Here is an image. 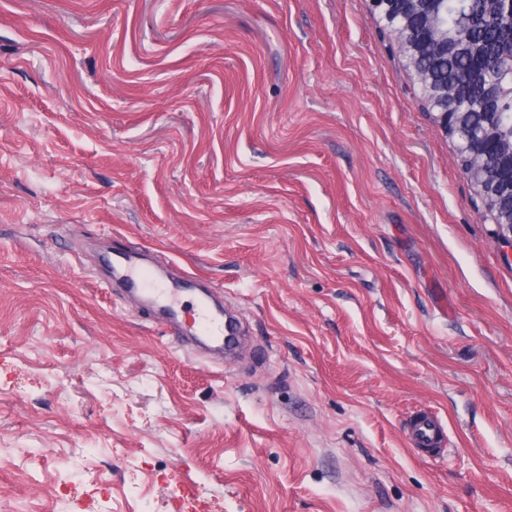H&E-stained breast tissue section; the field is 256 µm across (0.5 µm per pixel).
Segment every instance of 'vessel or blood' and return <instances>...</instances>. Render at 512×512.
Listing matches in <instances>:
<instances>
[{
  "mask_svg": "<svg viewBox=\"0 0 512 512\" xmlns=\"http://www.w3.org/2000/svg\"><path fill=\"white\" fill-rule=\"evenodd\" d=\"M113 282L126 291H145L152 301L162 303L167 315L164 322L166 335L180 343H195L209 351L224 353L227 363H234L236 354L244 342L240 334H228L229 323L220 307L206 301L196 304L191 319H184L179 295L181 280H174L168 287L154 285L150 271L125 252L112 255ZM406 434L412 449L444 446L450 438L442 419L434 411L419 413L409 420Z\"/></svg>",
  "mask_w": 512,
  "mask_h": 512,
  "instance_id": "b4317fda",
  "label": "vessel or blood"
}]
</instances>
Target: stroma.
Returning <instances> with one entry per match:
<instances>
[{
	"label": "stroma",
	"instance_id": "stroma-1",
	"mask_svg": "<svg viewBox=\"0 0 512 512\" xmlns=\"http://www.w3.org/2000/svg\"><path fill=\"white\" fill-rule=\"evenodd\" d=\"M388 45L367 0H0V512H512V252ZM129 249L245 356L105 288ZM406 435L413 450L431 448L435 446L450 447L449 432L445 423L434 411L428 410L419 413L409 420Z\"/></svg>",
	"mask_w": 512,
	"mask_h": 512
}]
</instances>
